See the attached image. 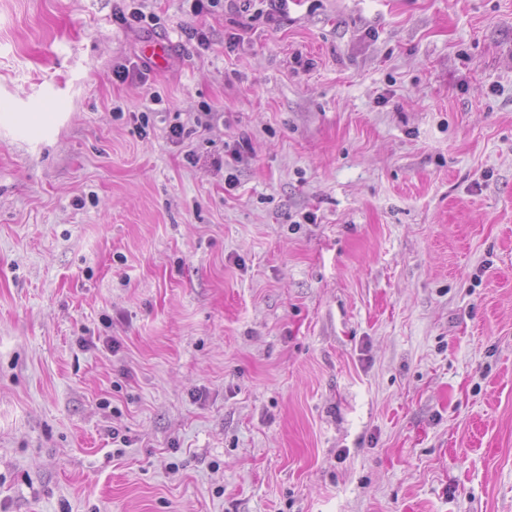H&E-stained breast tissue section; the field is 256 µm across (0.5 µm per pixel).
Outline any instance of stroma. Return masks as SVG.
Instances as JSON below:
<instances>
[{
	"label": "stroma",
	"instance_id": "obj_1",
	"mask_svg": "<svg viewBox=\"0 0 512 512\" xmlns=\"http://www.w3.org/2000/svg\"><path fill=\"white\" fill-rule=\"evenodd\" d=\"M121 4L0 0V512H512V0ZM140 52L157 69L166 68L170 62V42L165 38L146 39L140 45Z\"/></svg>",
	"mask_w": 512,
	"mask_h": 512
}]
</instances>
